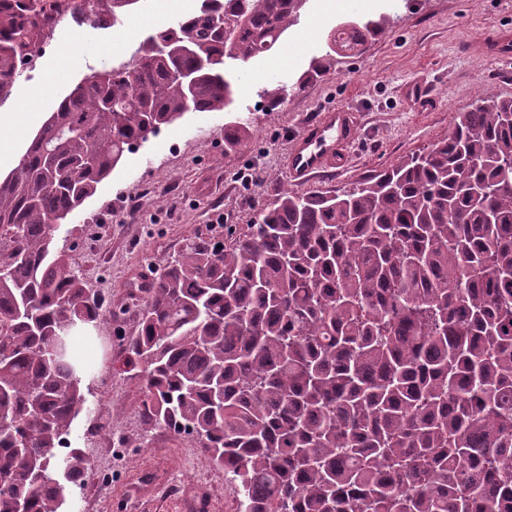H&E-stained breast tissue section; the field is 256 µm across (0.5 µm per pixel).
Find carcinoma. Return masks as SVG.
<instances>
[{"instance_id": "cac0c4a2", "label": "carcinoma", "mask_w": 512, "mask_h": 512, "mask_svg": "<svg viewBox=\"0 0 512 512\" xmlns=\"http://www.w3.org/2000/svg\"><path fill=\"white\" fill-rule=\"evenodd\" d=\"M67 2L88 31L139 0ZM308 3L201 0L78 83L0 178V512H63L89 465L60 449L87 402L70 337L102 299L54 225L161 128L233 111L226 62L270 52ZM396 18L339 24L315 70ZM38 28L0 9V101ZM249 127L225 124L224 146ZM145 292L119 359L141 414L196 439L239 512H512V96L479 95L431 150L352 187L283 189Z\"/></svg>"}]
</instances>
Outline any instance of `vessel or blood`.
<instances>
[{"mask_svg": "<svg viewBox=\"0 0 512 512\" xmlns=\"http://www.w3.org/2000/svg\"><path fill=\"white\" fill-rule=\"evenodd\" d=\"M466 53L493 59L512 57V29L503 28L491 39L466 46ZM359 140V123L347 106H328L315 119L302 123L287 145L280 167L295 184H308L320 177L348 168Z\"/></svg>", "mask_w": 512, "mask_h": 512, "instance_id": "vessel-or-blood-1", "label": "vessel or blood"}]
</instances>
